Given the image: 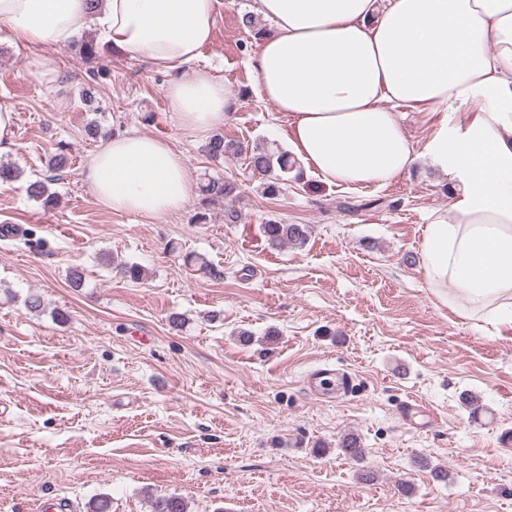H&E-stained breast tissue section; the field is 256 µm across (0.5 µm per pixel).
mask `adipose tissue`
<instances>
[{"label": "adipose tissue", "mask_w": 512, "mask_h": 512, "mask_svg": "<svg viewBox=\"0 0 512 512\" xmlns=\"http://www.w3.org/2000/svg\"><path fill=\"white\" fill-rule=\"evenodd\" d=\"M219 0H0V43H68L96 30L112 49L170 73L168 116L190 133L237 107L198 67ZM270 28L249 65L258 92L288 120L295 158L330 185L383 186L426 161L448 177L452 204L432 212L420 248L427 288L461 316L512 327V0H257ZM194 66L189 78L178 77ZM467 109L415 149L402 109ZM82 178L115 212L154 224L195 194L161 136L99 145Z\"/></svg>", "instance_id": "obj_1"}]
</instances>
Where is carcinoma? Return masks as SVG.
Listing matches in <instances>:
<instances>
[{
	"label": "carcinoma",
	"mask_w": 512,
	"mask_h": 512,
	"mask_svg": "<svg viewBox=\"0 0 512 512\" xmlns=\"http://www.w3.org/2000/svg\"><path fill=\"white\" fill-rule=\"evenodd\" d=\"M206 154L213 160H221L225 157H236L242 154L248 156V167L253 173L264 179V192L270 196L278 195L288 185L289 174H294V179H299L300 174L293 173L295 161L288 152L279 148H259L252 150L239 142L224 140V135L216 133L210 137L205 145ZM238 185L233 181L220 176L210 178L201 187L203 195L202 206L231 197L237 194ZM28 193L34 199L41 202L43 208L50 209L56 204V196L47 190L45 183L36 181L28 186ZM263 233L270 248L278 249L284 245H303L306 243L310 226L307 224H282L270 220L263 225ZM100 261L106 266H115L117 272L126 280L138 283L145 278V270L134 262H115L111 255L103 254ZM186 264L196 270L212 277H221L224 272L218 269L204 254L195 251L188 252L184 256ZM339 448L345 457L360 462L364 457V448L360 439L353 435L343 436ZM150 512H186L184 501L176 496H155L150 499Z\"/></svg>",
	"instance_id": "carcinoma-1"
}]
</instances>
